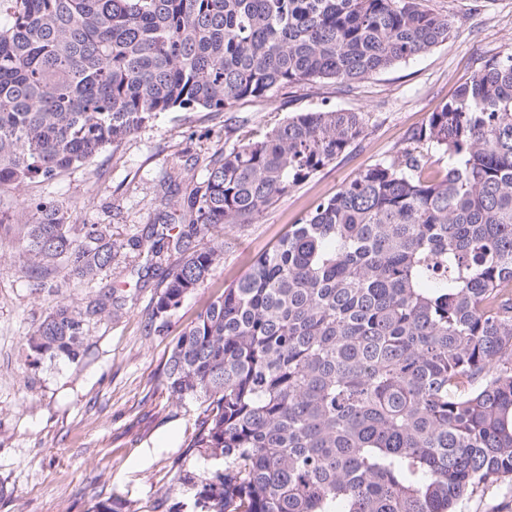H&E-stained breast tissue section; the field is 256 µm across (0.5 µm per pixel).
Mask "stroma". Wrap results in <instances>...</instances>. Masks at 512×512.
Here are the masks:
<instances>
[{"instance_id": "35a3bbf8", "label": "stroma", "mask_w": 512, "mask_h": 512, "mask_svg": "<svg viewBox=\"0 0 512 512\" xmlns=\"http://www.w3.org/2000/svg\"><path fill=\"white\" fill-rule=\"evenodd\" d=\"M426 4L448 17V41L352 87L328 81L277 89L217 115L198 108L163 112L118 151L52 180L0 188L6 223H26L28 203L53 199L74 223L111 225L120 246L115 263L93 281L59 277L37 292L14 275L11 244L0 245V512H94L106 499L118 512H154L161 494L181 500L172 463L185 455L200 408L173 398L162 383L176 337L293 224L359 172L409 147L411 133L488 59L512 54V0ZM327 108L362 113L363 139L278 198L257 223L225 225L222 263L161 331L147 333L144 314L165 272L144 270L127 242L177 210V202L157 198L160 182L173 179L188 193L204 180L214 151L261 138L297 113ZM110 287L134 298L116 316L90 324L84 360L46 359L24 368L25 338L51 304H78ZM458 512H512V482L486 486Z\"/></svg>"}]
</instances>
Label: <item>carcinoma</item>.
<instances>
[{
	"mask_svg": "<svg viewBox=\"0 0 512 512\" xmlns=\"http://www.w3.org/2000/svg\"><path fill=\"white\" fill-rule=\"evenodd\" d=\"M0 187L51 179L117 150L161 112H229L294 84L348 87L448 41L422 0H0ZM360 112L288 119L216 151L179 202L176 235L132 238L174 262L155 332L224 259L200 247L253 224L363 137ZM405 149L321 202L178 336L164 383L202 407L177 459L183 501L162 512H457L512 481V55L492 58ZM14 271L38 291L92 279L118 255L109 224L40 202L18 225ZM103 292L58 300L26 336V365L75 363Z\"/></svg>",
	"mask_w": 512,
	"mask_h": 512,
	"instance_id": "1",
	"label": "carcinoma"
}]
</instances>
